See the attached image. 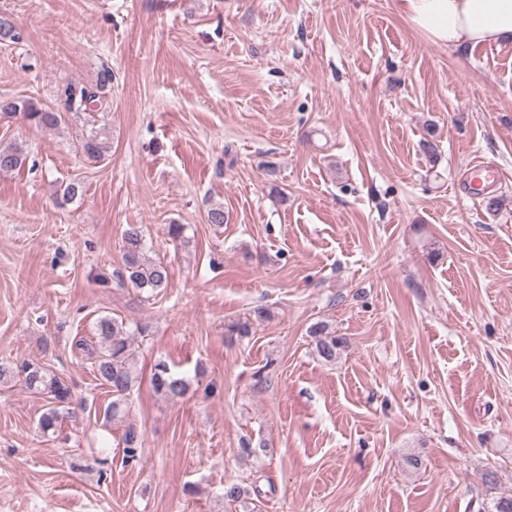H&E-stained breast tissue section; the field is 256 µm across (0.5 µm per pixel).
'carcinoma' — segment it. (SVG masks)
I'll return each mask as SVG.
<instances>
[{"label":"carcinoma","mask_w":512,"mask_h":512,"mask_svg":"<svg viewBox=\"0 0 512 512\" xmlns=\"http://www.w3.org/2000/svg\"><path fill=\"white\" fill-rule=\"evenodd\" d=\"M62 95L64 106L69 112L86 111L98 100L96 91L77 84L66 85ZM17 116L45 127H54L62 121L61 113L44 110L30 100L0 97V117ZM109 150V142L99 139L96 133L89 136L83 144L84 153L95 161L104 159ZM24 162L22 148L12 144L0 146V172L19 169ZM83 194L84 187L80 182L70 181L60 186V201L63 204L73 202ZM122 250L123 270L117 274L121 284L152 295L168 287V266L148 254L141 225H127L122 234ZM95 330L96 341L80 339L76 342V347L90 360L96 379L112 393V401L104 409L105 421L119 422L128 414V397L131 391L141 383V373L131 352L132 334L123 323L108 316L97 320ZM310 335L317 338L316 350L319 357L326 362L336 359V349L342 344V340L331 335L326 324H314L310 328ZM15 376L23 378L28 390L46 398L48 408L39 419V427L44 434L56 432L72 401V388L68 381L38 361H23L13 367L0 364L1 382L6 383ZM151 384L158 394L170 400L184 397L190 386L187 379L173 373L161 361L154 365ZM120 443L123 444L125 460H136L142 445L136 429L127 426Z\"/></svg>","instance_id":"carcinoma-1"}]
</instances>
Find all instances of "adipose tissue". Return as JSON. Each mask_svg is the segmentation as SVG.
I'll return each mask as SVG.
<instances>
[{
  "instance_id": "adipose-tissue-1",
  "label": "adipose tissue",
  "mask_w": 512,
  "mask_h": 512,
  "mask_svg": "<svg viewBox=\"0 0 512 512\" xmlns=\"http://www.w3.org/2000/svg\"><path fill=\"white\" fill-rule=\"evenodd\" d=\"M410 26L451 49L512 43V0H399Z\"/></svg>"
}]
</instances>
